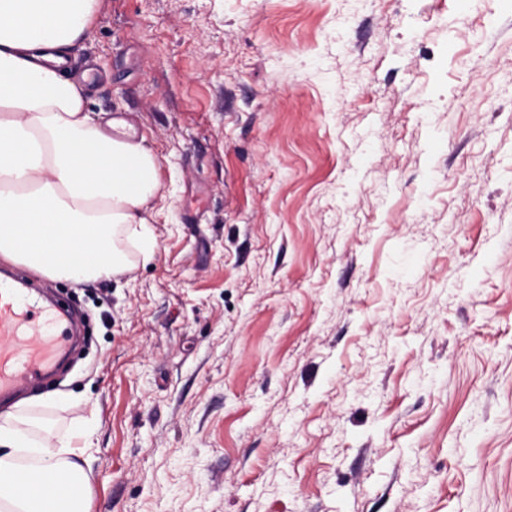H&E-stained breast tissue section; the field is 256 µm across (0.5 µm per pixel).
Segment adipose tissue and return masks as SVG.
<instances>
[{
  "mask_svg": "<svg viewBox=\"0 0 512 512\" xmlns=\"http://www.w3.org/2000/svg\"><path fill=\"white\" fill-rule=\"evenodd\" d=\"M98 0H0V260L75 283L130 270L125 243L148 254L160 160L120 120L98 122L65 78ZM23 404L0 414V499L14 512H85L82 449L33 439ZM41 459L13 467L19 452Z\"/></svg>",
  "mask_w": 512,
  "mask_h": 512,
  "instance_id": "adipose-tissue-1",
  "label": "adipose tissue"
}]
</instances>
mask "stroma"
I'll return each instance as SVG.
<instances>
[{"label":"stroma","instance_id":"stroma-1","mask_svg":"<svg viewBox=\"0 0 512 512\" xmlns=\"http://www.w3.org/2000/svg\"><path fill=\"white\" fill-rule=\"evenodd\" d=\"M89 109L161 162L150 259L44 279L88 512H512V7L99 0Z\"/></svg>","mask_w":512,"mask_h":512}]
</instances>
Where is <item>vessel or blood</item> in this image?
Instances as JSON below:
<instances>
[{
    "label": "vessel or blood",
    "instance_id": "b4317fda",
    "mask_svg": "<svg viewBox=\"0 0 512 512\" xmlns=\"http://www.w3.org/2000/svg\"><path fill=\"white\" fill-rule=\"evenodd\" d=\"M80 322L20 273L0 274V402L40 386L75 346Z\"/></svg>",
    "mask_w": 512,
    "mask_h": 512
}]
</instances>
